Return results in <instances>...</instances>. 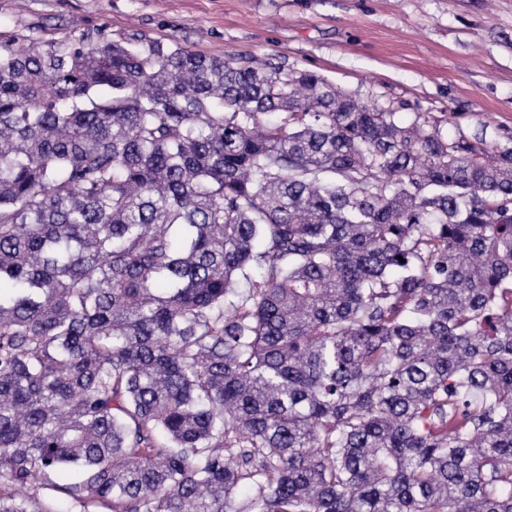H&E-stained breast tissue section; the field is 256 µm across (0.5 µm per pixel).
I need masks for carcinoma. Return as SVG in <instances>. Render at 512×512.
<instances>
[{"instance_id": "1", "label": "carcinoma", "mask_w": 512, "mask_h": 512, "mask_svg": "<svg viewBox=\"0 0 512 512\" xmlns=\"http://www.w3.org/2000/svg\"><path fill=\"white\" fill-rule=\"evenodd\" d=\"M243 484L512 512V139L175 39L0 42V512Z\"/></svg>"}]
</instances>
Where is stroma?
<instances>
[{
	"instance_id": "35a3bbf8",
	"label": "stroma",
	"mask_w": 512,
	"mask_h": 512,
	"mask_svg": "<svg viewBox=\"0 0 512 512\" xmlns=\"http://www.w3.org/2000/svg\"><path fill=\"white\" fill-rule=\"evenodd\" d=\"M66 35L254 56L451 138L512 140V0H0V40Z\"/></svg>"
}]
</instances>
